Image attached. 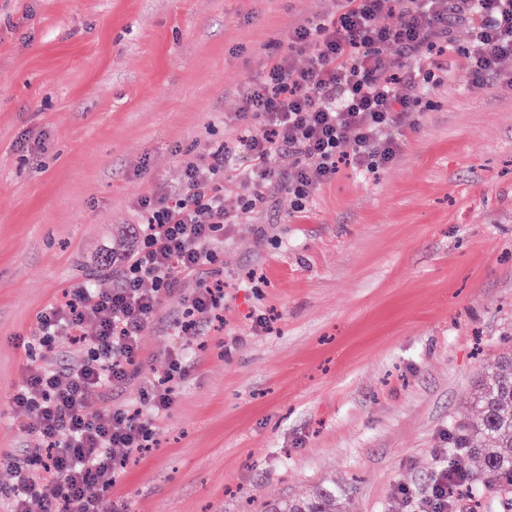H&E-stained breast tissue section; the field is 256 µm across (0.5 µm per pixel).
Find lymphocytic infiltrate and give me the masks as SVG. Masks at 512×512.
<instances>
[{
  "label": "lymphocytic infiltrate",
  "mask_w": 512,
  "mask_h": 512,
  "mask_svg": "<svg viewBox=\"0 0 512 512\" xmlns=\"http://www.w3.org/2000/svg\"><path fill=\"white\" fill-rule=\"evenodd\" d=\"M338 2L336 12L289 34V54L268 59L245 87L239 118L252 134L187 160L178 187L141 200L139 245L114 260L118 286L75 285L40 312V343L63 340L75 354L61 366L30 368L12 395L15 407L37 413L42 446L34 462H13L5 512H30L34 502L41 512H112L102 492L119 477L116 452L149 447L148 420L168 410L170 381L186 368L181 350L170 352L165 380L138 400L112 406L107 396L133 379L141 337L177 274L215 262V245L235 221L224 208L225 184L242 190L245 208L285 190L300 212L335 180L342 160L362 172L390 163L404 131L418 122L421 97L442 83L434 59L454 50L458 27L470 34V89L484 90L492 79L512 88V74L501 70L512 59V0H395L392 26L379 22L386 0ZM305 47L311 62L296 68L290 54ZM399 83L408 94H397ZM223 306L222 281L202 283L187 299L181 325L192 329L199 316ZM89 327L94 335H86ZM460 488L441 470L418 512H452Z\"/></svg>",
  "instance_id": "obj_1"
}]
</instances>
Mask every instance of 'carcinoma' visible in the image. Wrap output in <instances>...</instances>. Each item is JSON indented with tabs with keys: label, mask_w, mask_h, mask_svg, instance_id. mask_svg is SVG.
<instances>
[{
	"label": "carcinoma",
	"mask_w": 512,
	"mask_h": 512,
	"mask_svg": "<svg viewBox=\"0 0 512 512\" xmlns=\"http://www.w3.org/2000/svg\"><path fill=\"white\" fill-rule=\"evenodd\" d=\"M448 458L457 465L478 463L472 476L490 493L486 512H512V350L503 352L481 380L475 411L456 428ZM341 496L336 481H324L303 497L268 505L265 512H348L339 506Z\"/></svg>",
	"instance_id": "obj_1"
}]
</instances>
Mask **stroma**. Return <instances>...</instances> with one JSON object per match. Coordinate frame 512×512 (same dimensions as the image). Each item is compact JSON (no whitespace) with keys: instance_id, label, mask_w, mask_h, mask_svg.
<instances>
[{"instance_id":"obj_1","label":"stroma","mask_w":512,"mask_h":512,"mask_svg":"<svg viewBox=\"0 0 512 512\" xmlns=\"http://www.w3.org/2000/svg\"><path fill=\"white\" fill-rule=\"evenodd\" d=\"M337 0H0V455L25 459L35 413L9 397L68 344H34L64 289L109 290L141 199L184 160L247 135L239 91ZM376 173L348 164L297 213L244 210L218 260L179 277L141 339L138 399L178 348L190 365L150 448L121 460L114 512H256L336 481L350 512H404L442 468L481 376L512 345V91L466 87L464 61ZM224 309L179 320L199 282ZM266 315L268 327L256 326Z\"/></svg>"}]
</instances>
